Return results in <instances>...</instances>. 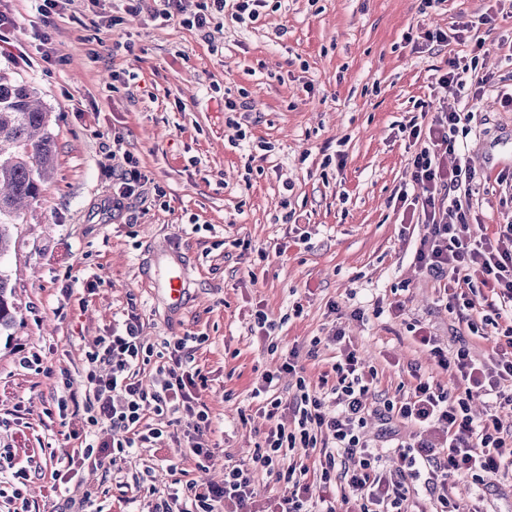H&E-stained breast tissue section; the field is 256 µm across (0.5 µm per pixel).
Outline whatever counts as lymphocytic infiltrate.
I'll return each mask as SVG.
<instances>
[{
    "label": "lymphocytic infiltrate",
    "mask_w": 512,
    "mask_h": 512,
    "mask_svg": "<svg viewBox=\"0 0 512 512\" xmlns=\"http://www.w3.org/2000/svg\"><path fill=\"white\" fill-rule=\"evenodd\" d=\"M264 2L209 0L208 9L186 24L205 28L227 9L237 21H253ZM493 79L475 56L450 58L438 77L449 93L466 102L480 96ZM475 118L461 109L434 113L427 122L408 121V138L416 151L395 205L424 224L417 264L444 281L449 313L473 335L493 339L487 360L475 359L465 345L444 352L425 327L411 323L413 340L454 374L457 386L450 391L421 380L400 397L374 405L370 397L377 373L365 368L343 333L332 337L342 352L331 367L334 379L319 387L307 382L296 352H289L281 371L295 379L292 400L286 403L273 394L278 373L263 374L259 387L265 395L262 411L273 418L287 410V422L268 431L249 464L225 466L222 482H186L153 503L151 512H256L259 471L288 487L287 494L268 501L265 512H308V468L290 458L316 450L324 457L320 484L342 489L340 500L327 501L322 512H337L340 503L353 505L354 512H413L411 501L421 490L435 501V512H481L477 507L465 510L450 487L462 479L484 489L492 477L512 467V430L499 417L501 410H512V221L497 225L491 235L470 221L475 173L459 136L471 131ZM191 343L188 336L166 341V359L149 389L133 370L144 352L136 316L128 317L123 333L100 338L97 351L89 354L86 408L118 432L113 442L118 454L132 453L160 436V429L145 424L146 413H180L195 420L187 443L199 471L208 470L214 451L204 438L211 424L200 395L206 377L188 358ZM479 397L488 401L481 419L472 413V402ZM372 414L383 424L398 420L412 428L395 446L400 461L396 471L384 470L377 445L363 432Z\"/></svg>",
    "instance_id": "f902f5d3"
}]
</instances>
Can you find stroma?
Wrapping results in <instances>:
<instances>
[{"mask_svg": "<svg viewBox=\"0 0 512 512\" xmlns=\"http://www.w3.org/2000/svg\"><path fill=\"white\" fill-rule=\"evenodd\" d=\"M492 5L267 0L255 21L227 16L199 30L129 12L126 0H70L48 21L36 0H0L14 19L0 75L28 85L51 112L57 150L50 179L12 218L0 253L14 315L0 330V448L13 455L0 467V512H11L17 487L32 512H78L87 491L91 512H147L138 489L145 466L161 497L167 464L182 481L200 478L174 438L185 417L171 426L148 414L161 436L116 465L97 445L101 428L83 404L87 356L131 314L151 348L138 366L147 386L164 340L201 337L191 357L208 378V437L215 462L230 465L249 463L269 428L252 397L261 374L295 349L318 384L338 355L329 341L336 329L377 370L380 399L418 374L455 385L407 323L428 327L441 348L487 355L490 341L470 335L449 314L442 282L419 270L425 228L402 223L392 198L412 154L400 125L458 105L435 81L449 56L478 55L512 87V48L502 40L512 16L433 53L411 52L406 35L449 30ZM46 23L47 61L35 39ZM228 98L244 107L245 140L233 138ZM471 109L476 123L463 139L479 184L471 216L490 234L512 219V203L499 202L501 180L512 176V109L492 92ZM339 151L341 166L332 162ZM132 162L147 181L113 207L112 186ZM168 242L190 265L178 312L154 281L152 252ZM398 301L405 317L393 310ZM258 309L277 323L276 345L251 333ZM66 389L76 401L62 414L56 399ZM89 445L102 465L80 466L79 480L58 485L48 452Z\"/></svg>", "mask_w": 512, "mask_h": 512, "instance_id": "1", "label": "stroma"}]
</instances>
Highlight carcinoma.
Returning <instances> with one entry per match:
<instances>
[{
    "label": "carcinoma",
    "instance_id": "obj_1",
    "mask_svg": "<svg viewBox=\"0 0 512 512\" xmlns=\"http://www.w3.org/2000/svg\"><path fill=\"white\" fill-rule=\"evenodd\" d=\"M49 123L50 112L27 86L0 75V253L8 232L3 218L34 200L53 169L55 143ZM7 290V281L0 278V327L13 321Z\"/></svg>",
    "mask_w": 512,
    "mask_h": 512
}]
</instances>
